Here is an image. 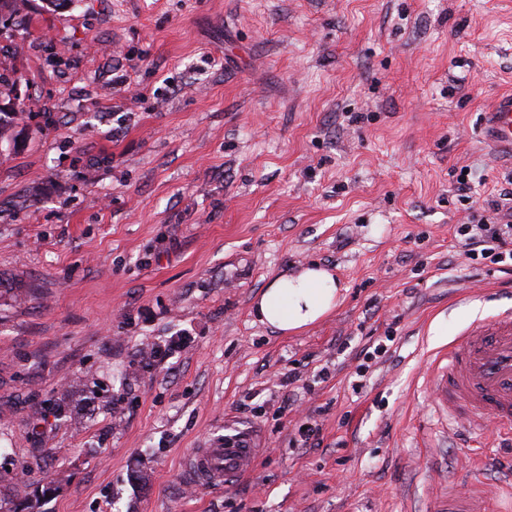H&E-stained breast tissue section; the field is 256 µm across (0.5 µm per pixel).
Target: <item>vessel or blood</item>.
<instances>
[{"label":"vessel or blood","instance_id":"1","mask_svg":"<svg viewBox=\"0 0 512 512\" xmlns=\"http://www.w3.org/2000/svg\"><path fill=\"white\" fill-rule=\"evenodd\" d=\"M487 142L512 149V95L490 112ZM432 366L444 410L468 422L492 419L512 440V311L473 322L435 353ZM254 458L251 436L240 432L194 449L188 469L205 484L228 488L251 470Z\"/></svg>","mask_w":512,"mask_h":512}]
</instances>
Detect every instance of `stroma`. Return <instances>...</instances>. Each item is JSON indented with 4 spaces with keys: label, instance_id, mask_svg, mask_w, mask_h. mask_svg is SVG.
I'll return each instance as SVG.
<instances>
[{
    "label": "stroma",
    "instance_id": "obj_1",
    "mask_svg": "<svg viewBox=\"0 0 512 512\" xmlns=\"http://www.w3.org/2000/svg\"><path fill=\"white\" fill-rule=\"evenodd\" d=\"M28 16L0 38L23 77L0 137V498L432 512L446 486L475 489L474 459L490 480L512 465L493 424L449 420L416 381L512 304V272L454 234L512 191V152L483 140L512 92V0H30ZM310 264L343 284L336 309L290 336L257 322L267 283ZM240 431L253 472L194 481L192 450Z\"/></svg>",
    "mask_w": 512,
    "mask_h": 512
}]
</instances>
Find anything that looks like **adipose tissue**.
<instances>
[{
	"label": "adipose tissue",
	"instance_id": "obj_1",
	"mask_svg": "<svg viewBox=\"0 0 512 512\" xmlns=\"http://www.w3.org/2000/svg\"><path fill=\"white\" fill-rule=\"evenodd\" d=\"M342 287L327 268L313 264L270 281L255 298L252 310L262 325L284 334L308 328L336 309Z\"/></svg>",
	"mask_w": 512,
	"mask_h": 512
}]
</instances>
